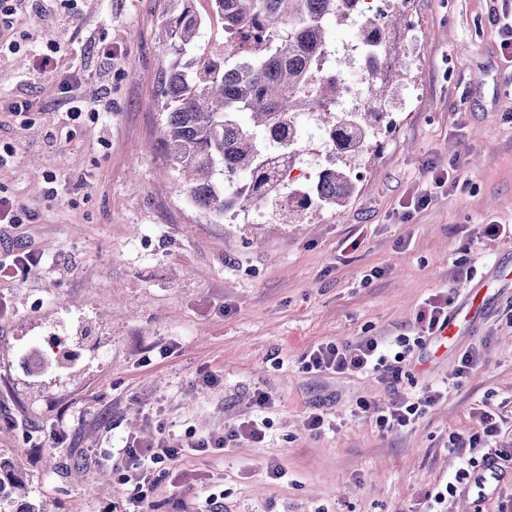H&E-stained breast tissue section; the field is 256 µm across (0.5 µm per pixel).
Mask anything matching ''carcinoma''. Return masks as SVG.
Returning a JSON list of instances; mask_svg holds the SVG:
<instances>
[{"instance_id": "cac0c4a2", "label": "carcinoma", "mask_w": 512, "mask_h": 512, "mask_svg": "<svg viewBox=\"0 0 512 512\" xmlns=\"http://www.w3.org/2000/svg\"><path fill=\"white\" fill-rule=\"evenodd\" d=\"M199 0H169L159 40L170 60L161 71L158 108L166 155L184 176L181 191L204 215L221 220L260 205L283 224L302 211L342 206L357 189L355 163L373 150L384 113L343 112L351 60L335 58L334 28L348 23L374 45L380 18L365 0H204L223 38L205 39ZM331 58L333 69L321 63ZM366 94L385 86L364 77ZM336 156L306 185L288 171L302 155L307 124ZM24 479L0 459V501Z\"/></svg>"}]
</instances>
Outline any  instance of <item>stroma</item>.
<instances>
[{
	"label": "stroma",
	"instance_id": "1",
	"mask_svg": "<svg viewBox=\"0 0 512 512\" xmlns=\"http://www.w3.org/2000/svg\"><path fill=\"white\" fill-rule=\"evenodd\" d=\"M167 8L49 0L46 17L0 24V42L15 46L0 53V197L31 215L0 227V456L26 483L7 512H120L126 443L224 434L259 413V388L275 398L262 412L265 441L171 462L154 475L157 512H203L211 495L223 512H426V492L472 454L449 447L452 433L480 430L482 412L495 411L512 445V279L496 275L512 265V237L484 232L512 225V62L495 24L512 0H406L381 69L395 128L361 166L352 198L300 224L210 220L181 192L157 109ZM409 24L419 43L405 38ZM50 40L59 71L31 81L32 54ZM68 80L100 108L75 120L50 111ZM18 95L30 111H11ZM435 168L450 174L437 189ZM428 189L431 203L411 209ZM29 249L39 265L12 267ZM435 295L471 320L453 347L434 338L415 348L397 386L303 370L321 342L415 336ZM57 326L75 360L31 373L22 355L46 347ZM475 345L479 361L459 376ZM441 383L448 394L434 398ZM363 399L425 409L414 426L381 432L355 417ZM312 412L329 428L308 431ZM272 460L280 479L266 475ZM506 506L512 467L491 494L463 483L438 510Z\"/></svg>",
	"mask_w": 512,
	"mask_h": 512
}]
</instances>
